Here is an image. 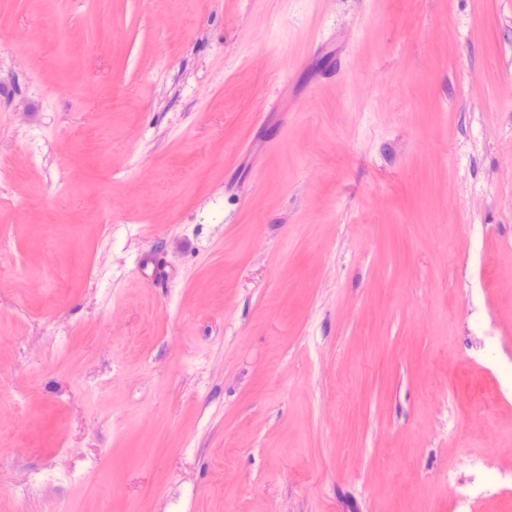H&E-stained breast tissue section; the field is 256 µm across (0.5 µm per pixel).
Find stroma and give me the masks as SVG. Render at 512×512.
<instances>
[{
    "label": "stroma",
    "instance_id": "1",
    "mask_svg": "<svg viewBox=\"0 0 512 512\" xmlns=\"http://www.w3.org/2000/svg\"><path fill=\"white\" fill-rule=\"evenodd\" d=\"M462 489L512 512V0H0V512Z\"/></svg>",
    "mask_w": 512,
    "mask_h": 512
}]
</instances>
